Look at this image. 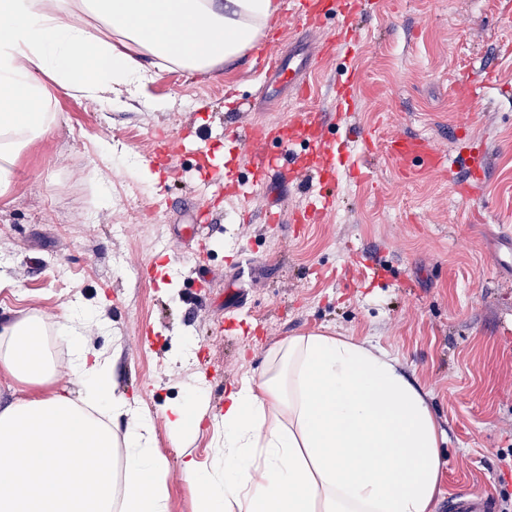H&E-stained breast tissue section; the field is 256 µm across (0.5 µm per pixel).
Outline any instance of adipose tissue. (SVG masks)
<instances>
[{"mask_svg": "<svg viewBox=\"0 0 512 512\" xmlns=\"http://www.w3.org/2000/svg\"><path fill=\"white\" fill-rule=\"evenodd\" d=\"M278 0H0V194L57 125L50 88L140 93L178 67L213 74L260 42ZM82 300L0 323V369L54 384L0 406V512H168L153 423L115 391ZM57 327L60 361L50 350ZM123 421L115 433L114 421ZM211 467L184 457L200 512H433L442 468L424 391L368 341L307 333L224 397Z\"/></svg>", "mask_w": 512, "mask_h": 512, "instance_id": "1", "label": "adipose tissue"}]
</instances>
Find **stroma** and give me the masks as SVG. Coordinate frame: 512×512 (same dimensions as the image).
<instances>
[{
	"label": "stroma",
	"instance_id": "obj_1",
	"mask_svg": "<svg viewBox=\"0 0 512 512\" xmlns=\"http://www.w3.org/2000/svg\"><path fill=\"white\" fill-rule=\"evenodd\" d=\"M292 12L281 0L261 48L216 74L172 68L114 106L51 91L60 123L17 155L0 196V320L91 305L87 333L170 464L169 512H198L178 461L210 464L216 435L207 422L173 446L165 410L196 388L218 406L279 342L316 331L387 350L427 393L445 434L434 512L461 487L500 512L512 493V0H373L348 51L321 58L341 15L306 34ZM287 46L312 63L307 100L261 68ZM312 112L330 114L327 142L373 136L371 153L353 143L360 171L323 212L309 210L317 176L283 173L276 143L265 188L240 196L197 179L182 149L207 142L246 184L254 150L232 132ZM161 133L175 163L150 183L138 168ZM107 137L130 154H103ZM395 139L431 144L441 166L398 157ZM201 209L204 250L187 230ZM147 265L151 280L129 277Z\"/></svg>",
	"mask_w": 512,
	"mask_h": 512
}]
</instances>
